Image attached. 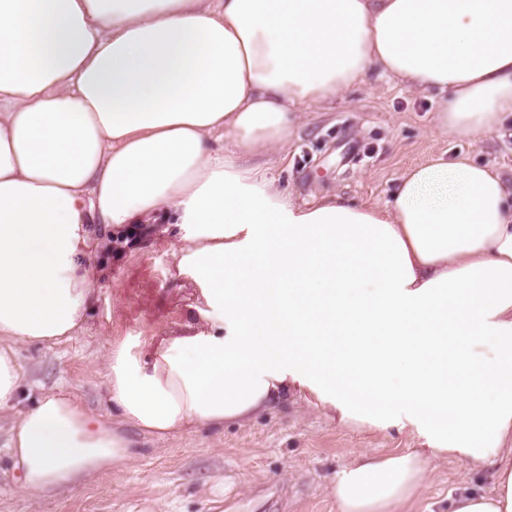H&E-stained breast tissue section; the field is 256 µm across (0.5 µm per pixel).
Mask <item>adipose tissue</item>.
Masks as SVG:
<instances>
[{"label": "adipose tissue", "instance_id": "obj_1", "mask_svg": "<svg viewBox=\"0 0 512 512\" xmlns=\"http://www.w3.org/2000/svg\"><path fill=\"white\" fill-rule=\"evenodd\" d=\"M374 72L480 140L512 112V0H0V411L14 344L81 329L97 226H177L200 285L178 334L110 344L111 419L57 389L12 425L23 493L128 469L130 430L243 425L293 393L421 441L337 473L338 512H395L444 455L496 467L448 512H512V186L440 154L384 206L300 202L252 161Z\"/></svg>", "mask_w": 512, "mask_h": 512}]
</instances>
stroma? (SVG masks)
Here are the masks:
<instances>
[{"instance_id": "stroma-1", "label": "stroma", "mask_w": 512, "mask_h": 512, "mask_svg": "<svg viewBox=\"0 0 512 512\" xmlns=\"http://www.w3.org/2000/svg\"><path fill=\"white\" fill-rule=\"evenodd\" d=\"M438 100L371 75L356 89L313 105L272 163L280 189L299 200L336 195L369 206L390 200L398 178L435 154L492 164L512 180V116L484 139L439 135ZM177 230L148 226L128 247L95 255L97 303L78 336L52 348L19 343L22 393L16 411L47 390L77 395L91 413H112L99 359L113 338L139 343L185 323L197 289L179 274ZM16 411L0 412V512H338L328 488L361 453L413 447L408 431L349 427L334 415L292 399L245 425L202 428L163 442L145 436L131 469L36 503L21 495L11 469L8 428ZM493 467L473 469L439 457L416 499L399 512H446L451 490L493 486Z\"/></svg>"}]
</instances>
